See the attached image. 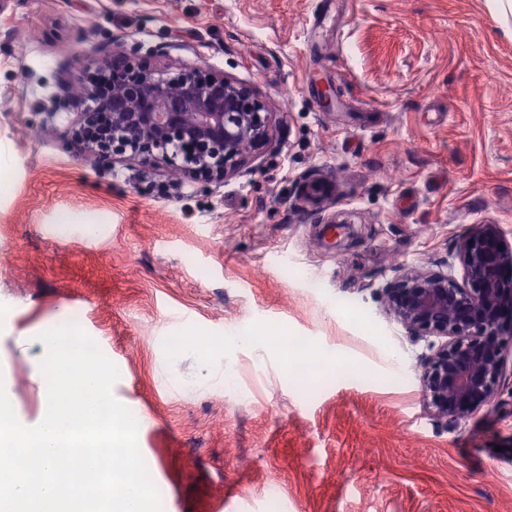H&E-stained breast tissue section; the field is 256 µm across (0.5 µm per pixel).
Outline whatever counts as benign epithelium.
Wrapping results in <instances>:
<instances>
[{"label": "benign epithelium", "instance_id": "7a95c632", "mask_svg": "<svg viewBox=\"0 0 512 512\" xmlns=\"http://www.w3.org/2000/svg\"><path fill=\"white\" fill-rule=\"evenodd\" d=\"M82 94L63 90L52 110L72 108L70 144L96 166L134 161L205 187L246 166L274 143L275 113L249 86L196 66L171 71L134 48L86 56ZM464 280L411 270L386 289L389 311L415 337L445 342L422 363L421 384L452 424L490 401L512 346V244L497 224L459 243Z\"/></svg>", "mask_w": 512, "mask_h": 512}]
</instances>
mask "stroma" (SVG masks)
Instances as JSON below:
<instances>
[{"mask_svg": "<svg viewBox=\"0 0 512 512\" xmlns=\"http://www.w3.org/2000/svg\"><path fill=\"white\" fill-rule=\"evenodd\" d=\"M112 43L252 86L274 149L209 188L63 150L73 114L49 100ZM0 143V303L19 330L66 307L116 365L163 512H512V397L442 426L420 382L433 340L384 302L408 269L462 280L476 225L512 242V20L494 0H9ZM313 179L332 189L317 205ZM258 329L327 368L239 348L227 384L193 386L187 341ZM0 352L33 421L40 388Z\"/></svg>", "mask_w": 512, "mask_h": 512, "instance_id": "stroma-1", "label": "stroma"}]
</instances>
